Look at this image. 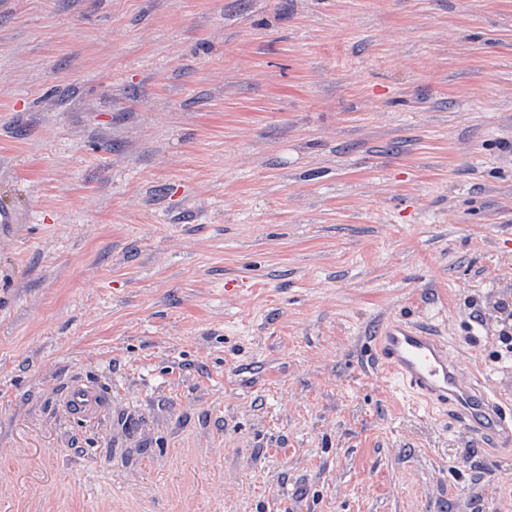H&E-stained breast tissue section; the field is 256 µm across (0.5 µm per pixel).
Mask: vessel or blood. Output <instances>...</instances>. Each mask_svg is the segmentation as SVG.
I'll use <instances>...</instances> for the list:
<instances>
[{
	"mask_svg": "<svg viewBox=\"0 0 512 512\" xmlns=\"http://www.w3.org/2000/svg\"><path fill=\"white\" fill-rule=\"evenodd\" d=\"M371 354L376 365L429 411L451 415L466 432L494 445L512 444V418L484 390L477 372L462 369L450 358L448 345L440 337L424 327L392 321L375 337ZM97 403L96 395L80 386L66 398L70 414L82 417L92 416Z\"/></svg>",
	"mask_w": 512,
	"mask_h": 512,
	"instance_id": "vessel-or-blood-1",
	"label": "vessel or blood"
}]
</instances>
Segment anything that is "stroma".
Segmentation results:
<instances>
[{
    "instance_id": "1",
    "label": "stroma",
    "mask_w": 512,
    "mask_h": 512,
    "mask_svg": "<svg viewBox=\"0 0 512 512\" xmlns=\"http://www.w3.org/2000/svg\"><path fill=\"white\" fill-rule=\"evenodd\" d=\"M1 208L0 512H512V0H0ZM373 362L424 402L430 412L448 416L466 432L497 446L512 444V418L484 390L480 375L450 358L448 344L422 326L390 321L371 346ZM65 401L70 414L82 417L92 416L98 403L94 393L80 386L72 388Z\"/></svg>"
}]
</instances>
